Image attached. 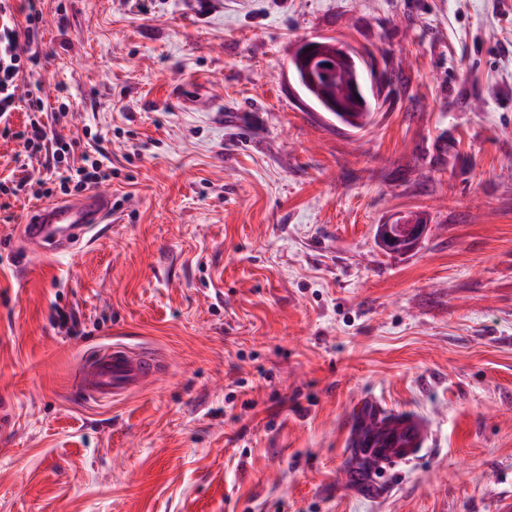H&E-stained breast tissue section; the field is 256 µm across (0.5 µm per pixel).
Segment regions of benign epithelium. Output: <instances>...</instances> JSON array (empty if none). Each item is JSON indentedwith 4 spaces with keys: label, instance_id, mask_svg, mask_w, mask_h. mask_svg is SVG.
Segmentation results:
<instances>
[{
    "label": "benign epithelium",
    "instance_id": "7a95c632",
    "mask_svg": "<svg viewBox=\"0 0 512 512\" xmlns=\"http://www.w3.org/2000/svg\"><path fill=\"white\" fill-rule=\"evenodd\" d=\"M358 54L344 43L304 41L292 75L308 101L338 121L355 122V113L370 109L360 77H355L344 98L332 96L327 75L336 68H357ZM427 231V225L405 219L379 228L381 247L392 253H407L417 246Z\"/></svg>",
    "mask_w": 512,
    "mask_h": 512
}]
</instances>
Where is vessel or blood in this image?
<instances>
[{
    "label": "vessel or blood",
    "instance_id": "vessel-or-blood-1",
    "mask_svg": "<svg viewBox=\"0 0 512 512\" xmlns=\"http://www.w3.org/2000/svg\"><path fill=\"white\" fill-rule=\"evenodd\" d=\"M112 218V198L101 191L35 207L22 226L26 250L32 256L66 253L78 248L95 225ZM163 362L150 349H134L115 342L91 350L74 377V391L84 401H119L150 387ZM429 438L427 422L402 412L378 424L368 434H358L356 444L369 448L382 466L393 467L417 460Z\"/></svg>",
    "mask_w": 512,
    "mask_h": 512
}]
</instances>
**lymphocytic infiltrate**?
Wrapping results in <instances>:
<instances>
[{
	"label": "lymphocytic infiltrate",
	"mask_w": 512,
	"mask_h": 512,
	"mask_svg": "<svg viewBox=\"0 0 512 512\" xmlns=\"http://www.w3.org/2000/svg\"><path fill=\"white\" fill-rule=\"evenodd\" d=\"M42 10L36 0L27 5L14 6L11 0H0V134H17L32 153H44L46 169L52 171L53 180L27 176L26 184L35 186L39 196L54 193L81 192L112 176V163L105 155L91 156L80 151L78 141L66 142L51 136L37 114L45 104L39 89H30L26 108L34 112L29 130L13 132L10 115L16 111L19 83L27 81L40 61V27Z\"/></svg>",
	"instance_id": "lymphocytic-infiltrate-1"
}]
</instances>
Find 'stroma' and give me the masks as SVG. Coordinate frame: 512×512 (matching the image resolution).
I'll list each match as a JSON object with an SVG mask.
<instances>
[{
	"label": "stroma",
	"mask_w": 512,
	"mask_h": 512,
	"mask_svg": "<svg viewBox=\"0 0 512 512\" xmlns=\"http://www.w3.org/2000/svg\"><path fill=\"white\" fill-rule=\"evenodd\" d=\"M51 133L112 163V222L31 258L0 209V512H512V0H43ZM387 72L356 130L289 62ZM0 136V180L41 168ZM415 217L406 254L376 227ZM151 389L71 396L84 354ZM425 454L363 468L365 415ZM303 43L296 67L291 72L304 96L334 119L347 125L350 122L357 123L355 112H367L370 109L361 78L356 75L346 97L340 99L332 96L326 75L336 72L337 67L343 70L351 67L357 73L355 58L358 54L344 43L309 40ZM163 367L151 349L112 342L94 348L82 359L75 373L74 391L86 402H116L150 387ZM385 420V419H383ZM429 438L427 422L418 415L402 412L378 424L369 434L359 431L358 448H370L380 465L394 467L402 462L416 461L426 450Z\"/></svg>",
	"instance_id": "35a3bbf8"
}]
</instances>
